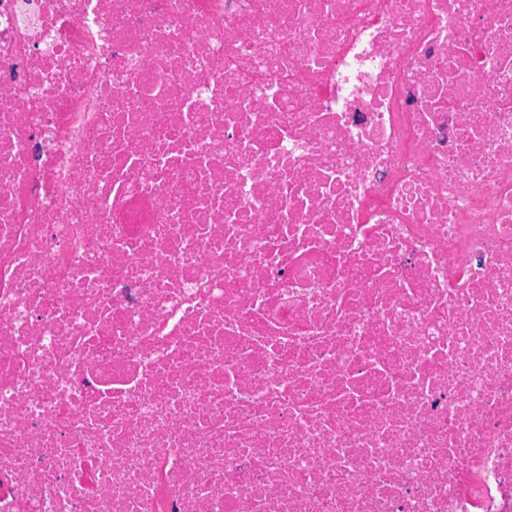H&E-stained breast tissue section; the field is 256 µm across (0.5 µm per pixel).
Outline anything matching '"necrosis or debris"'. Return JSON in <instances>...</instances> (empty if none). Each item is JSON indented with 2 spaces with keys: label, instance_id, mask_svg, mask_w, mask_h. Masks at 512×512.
I'll return each mask as SVG.
<instances>
[{
  "label": "necrosis or debris",
  "instance_id": "obj_1",
  "mask_svg": "<svg viewBox=\"0 0 512 512\" xmlns=\"http://www.w3.org/2000/svg\"><path fill=\"white\" fill-rule=\"evenodd\" d=\"M0 512H512V0H0Z\"/></svg>",
  "mask_w": 512,
  "mask_h": 512
}]
</instances>
